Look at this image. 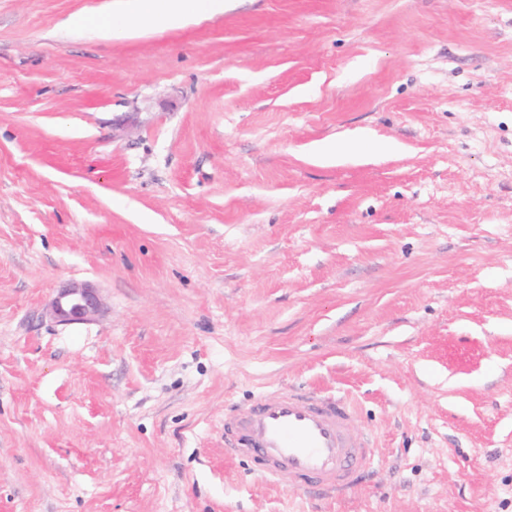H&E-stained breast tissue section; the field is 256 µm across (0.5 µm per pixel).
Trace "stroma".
Listing matches in <instances>:
<instances>
[{"label":"stroma","instance_id":"35a3bbf8","mask_svg":"<svg viewBox=\"0 0 512 512\" xmlns=\"http://www.w3.org/2000/svg\"><path fill=\"white\" fill-rule=\"evenodd\" d=\"M288 386L345 497L225 455ZM0 512H512V0H0ZM150 23L177 25L224 11L222 0H131ZM102 299L96 288L71 283L60 288L48 305V313L62 324L88 321L100 314ZM351 401L313 388L277 389L224 415V448L248 460L265 479L297 492L319 487L349 490L357 473L374 464L368 436L346 434Z\"/></svg>","mask_w":512,"mask_h":512}]
</instances>
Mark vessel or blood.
<instances>
[{
  "mask_svg": "<svg viewBox=\"0 0 512 512\" xmlns=\"http://www.w3.org/2000/svg\"><path fill=\"white\" fill-rule=\"evenodd\" d=\"M354 414L345 397L281 388L225 415L224 446L264 478H287L294 491L347 490L374 463L370 438L346 434Z\"/></svg>",
  "mask_w": 512,
  "mask_h": 512,
  "instance_id": "vessel-or-blood-1",
  "label": "vessel or blood"
}]
</instances>
